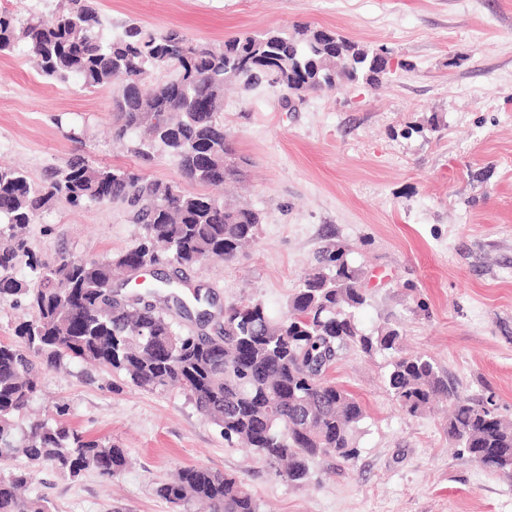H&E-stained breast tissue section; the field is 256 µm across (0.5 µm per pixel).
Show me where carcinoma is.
Listing matches in <instances>:
<instances>
[{
    "instance_id": "cac0c4a2",
    "label": "carcinoma",
    "mask_w": 512,
    "mask_h": 512,
    "mask_svg": "<svg viewBox=\"0 0 512 512\" xmlns=\"http://www.w3.org/2000/svg\"><path fill=\"white\" fill-rule=\"evenodd\" d=\"M68 2L55 15L21 27L0 11V52L24 46L40 75L61 84L78 76L91 91L123 76L112 92L114 139L143 131L146 139L134 153L147 159L150 148L163 145L178 159L181 181H155L84 157L68 159L37 183L0 166V224L14 231L0 242V295L24 298L32 310L31 319L16 329L17 340L0 341V512H44L39 501L20 495L33 474L12 464L19 457L72 478L94 471L112 479L128 464L126 449L72 429L64 403L56 406V417L18 426L16 418L40 392L43 366L70 359L122 373L146 391L184 393L225 440L244 444L280 479L303 484L319 457L346 463L358 457L366 413L330 371L354 347L389 353L385 386L398 406L417 415L436 399L447 401L448 439L467 455L483 452V469L512 480V421L490 403L462 394L428 355L404 353L399 329L362 332L357 313L368 297L359 270L338 244L300 276L286 313L272 316L259 299L233 302L221 310L224 329L216 336L183 330L145 297L106 301L113 271L126 270L133 256L146 266L191 267L208 258L232 263L254 238L259 213L183 188L237 180L236 150L222 115L225 85L265 81L318 93L342 82L375 83L385 75L387 49H370L310 25L239 31L212 45L181 29L145 31L133 22L121 36L107 38L100 0ZM161 69L175 77L148 85L152 72ZM196 98L209 100L211 110L195 111ZM105 184L111 202L143 225L138 245L102 258L61 254L48 263L15 234L54 202L74 210L100 203ZM22 262L34 282L14 277ZM155 493L182 512L193 505L206 512H263L244 481L208 467H181Z\"/></svg>"
}]
</instances>
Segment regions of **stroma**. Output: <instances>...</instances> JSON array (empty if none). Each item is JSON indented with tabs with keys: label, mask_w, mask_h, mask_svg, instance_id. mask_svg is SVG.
I'll return each instance as SVG.
<instances>
[{
	"label": "stroma",
	"mask_w": 512,
	"mask_h": 512,
	"mask_svg": "<svg viewBox=\"0 0 512 512\" xmlns=\"http://www.w3.org/2000/svg\"><path fill=\"white\" fill-rule=\"evenodd\" d=\"M101 13L112 36L135 22L218 44L241 29L309 24L386 48L396 67L372 85L226 91L224 125L248 164L222 194L261 222L237 261L185 270L180 295L200 285L218 304L252 297L278 316L320 253L347 246L368 290L364 331L398 321L405 352L429 355L463 394L512 420V0H102ZM109 98L0 55V163L35 182L76 155L178 179L163 147L145 160L113 143ZM143 233L109 202L57 203L24 230L47 261L119 253ZM390 361L355 348L337 363V383L366 411L359 457L316 459L300 485L225 442L180 392L149 393L79 361L43 369L32 412L67 403L72 427L120 444L130 464L111 480L74 479L22 458L34 475L26 496L45 512H178L155 487L193 465L239 476L266 512H512V481L459 455L444 410L399 408L385 388Z\"/></svg>",
	"instance_id": "1"
}]
</instances>
